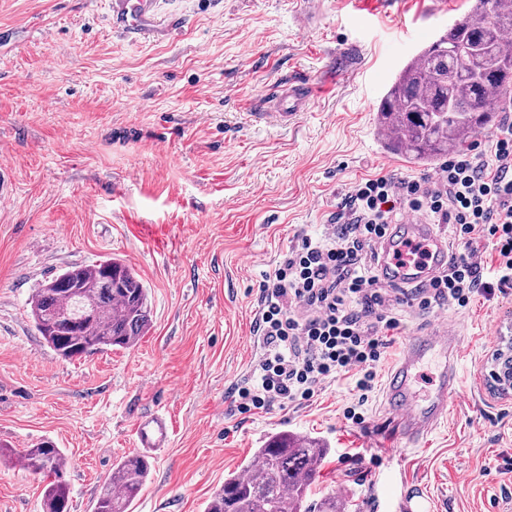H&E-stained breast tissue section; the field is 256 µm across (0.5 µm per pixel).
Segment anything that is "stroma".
<instances>
[{
    "mask_svg": "<svg viewBox=\"0 0 512 512\" xmlns=\"http://www.w3.org/2000/svg\"><path fill=\"white\" fill-rule=\"evenodd\" d=\"M157 0L181 34L114 33L109 0H0V446L49 440L67 457L71 512H94L113 463L139 453L141 421L165 447L130 512H204L228 474L276 432L323 441L311 502L400 512H512V398L478 376L512 334V287L467 308H406L402 333L462 326L458 393L419 443L384 432L381 390L346 422L348 381L308 401L239 413L231 395L262 354L258 285L302 235L321 233L353 182L433 175L387 153L377 106L398 69L464 17L470 0ZM318 88L291 124L262 120L267 95ZM112 255L148 290L138 343L58 357L29 315L36 288ZM45 479L0 463V512H41ZM137 433L141 448H162L168 440L167 427L159 418L143 422Z\"/></svg>",
    "mask_w": 512,
    "mask_h": 512,
    "instance_id": "1",
    "label": "stroma"
}]
</instances>
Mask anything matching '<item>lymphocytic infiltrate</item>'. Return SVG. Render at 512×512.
Wrapping results in <instances>:
<instances>
[{
  "label": "lymphocytic infiltrate",
  "instance_id": "obj_1",
  "mask_svg": "<svg viewBox=\"0 0 512 512\" xmlns=\"http://www.w3.org/2000/svg\"><path fill=\"white\" fill-rule=\"evenodd\" d=\"M493 162L450 153L431 177L377 175L350 186L323 234L302 236L259 283L263 354L238 387L240 412L308 400L325 381L350 379L358 403L343 416L361 424L377 373L400 328V305L468 307L490 291L479 240H490L499 285H512V123L492 141ZM413 214L448 224L460 246L446 272L408 289L383 288L376 247L389 225Z\"/></svg>",
  "mask_w": 512,
  "mask_h": 512
}]
</instances>
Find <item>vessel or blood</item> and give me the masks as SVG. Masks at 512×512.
Masks as SVG:
<instances>
[{
	"mask_svg": "<svg viewBox=\"0 0 512 512\" xmlns=\"http://www.w3.org/2000/svg\"><path fill=\"white\" fill-rule=\"evenodd\" d=\"M112 25L138 40L169 28L161 18L156 0H111ZM316 92L314 84L293 80L280 86L269 104L275 116L288 121L296 118ZM447 234L435 225L410 217L391 225L381 244L378 270L383 281L411 287L445 271L449 260ZM464 336L459 324H444L422 336L406 337L402 352L383 385V404L389 413L388 429L393 437L416 442L428 434L449 410L458 390L457 365ZM438 361L441 371L427 395H419L416 381L425 365ZM141 447L160 448L168 440L165 423L158 418L138 428Z\"/></svg>",
	"mask_w": 512,
	"mask_h": 512,
	"instance_id": "vessel-or-blood-1",
	"label": "vessel or blood"
}]
</instances>
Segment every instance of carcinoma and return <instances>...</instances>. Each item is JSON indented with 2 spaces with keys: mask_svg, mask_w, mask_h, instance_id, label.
Listing matches in <instances>:
<instances>
[{
  "mask_svg": "<svg viewBox=\"0 0 512 512\" xmlns=\"http://www.w3.org/2000/svg\"><path fill=\"white\" fill-rule=\"evenodd\" d=\"M512 2L474 0L468 17L419 50L399 70L378 106L383 146L418 166L436 163L450 147H462L494 121L487 98L512 87ZM35 328L65 360L129 348L149 325L148 294L122 261L103 257L71 267L35 291L30 302ZM327 448L286 431L258 449V464L224 479L204 512H312L304 506ZM25 469L49 478L42 512H70L65 454L50 442L24 448ZM149 474L144 455L112 466L94 512H127Z\"/></svg>",
  "mask_w": 512,
  "mask_h": 512,
  "instance_id": "carcinoma-1",
  "label": "carcinoma"
}]
</instances>
